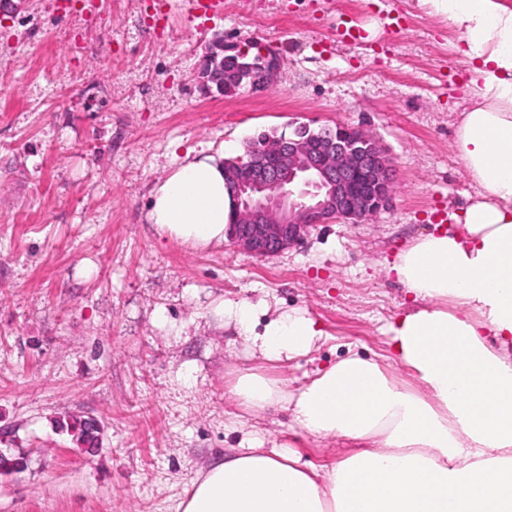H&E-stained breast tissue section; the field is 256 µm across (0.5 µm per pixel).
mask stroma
<instances>
[{
	"label": "stroma",
	"instance_id": "1",
	"mask_svg": "<svg viewBox=\"0 0 512 512\" xmlns=\"http://www.w3.org/2000/svg\"><path fill=\"white\" fill-rule=\"evenodd\" d=\"M361 20L362 43L333 32ZM402 23L400 33L389 31ZM270 45L264 93L204 89L216 41ZM457 34L419 0H224L201 20L145 0H0V512H176L199 471L236 449L289 448L332 466L341 438L301 431L290 410L247 415L226 393L258 368L300 388L350 352L388 356L386 325L410 303L385 266L475 188L452 137L466 66ZM342 124L394 160L389 210L311 229L256 258L194 249L148 220L153 187L186 153L242 156L262 133ZM259 324L304 311L323 333L306 355H252L229 303ZM96 418L97 453L64 424Z\"/></svg>",
	"mask_w": 512,
	"mask_h": 512
}]
</instances>
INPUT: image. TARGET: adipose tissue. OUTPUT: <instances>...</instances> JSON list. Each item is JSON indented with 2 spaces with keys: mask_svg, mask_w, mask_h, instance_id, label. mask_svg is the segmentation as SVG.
<instances>
[{
  "mask_svg": "<svg viewBox=\"0 0 512 512\" xmlns=\"http://www.w3.org/2000/svg\"><path fill=\"white\" fill-rule=\"evenodd\" d=\"M458 35L467 106L453 147L475 186L454 220L404 248L388 273L410 295L388 329L390 364L348 355L297 392L258 371L229 392L248 412L291 405L308 434L355 449L319 469L291 449L248 447L212 464L178 512H512V7L423 0ZM224 163L188 157L154 188L149 220L194 247L223 243ZM225 315L267 361L309 353L321 333L301 312L257 328V305Z\"/></svg>",
  "mask_w": 512,
  "mask_h": 512,
  "instance_id": "1",
  "label": "adipose tissue"
}]
</instances>
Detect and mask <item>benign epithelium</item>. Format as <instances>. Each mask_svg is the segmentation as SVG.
Returning <instances> with one entry per match:
<instances>
[{
    "instance_id": "obj_1",
    "label": "benign epithelium",
    "mask_w": 512,
    "mask_h": 512,
    "mask_svg": "<svg viewBox=\"0 0 512 512\" xmlns=\"http://www.w3.org/2000/svg\"><path fill=\"white\" fill-rule=\"evenodd\" d=\"M237 57L243 60L239 66L210 64L203 77L218 86L246 77L250 90L261 93L280 67L277 54L268 48L255 54L241 48ZM255 69L263 74L260 84L249 80ZM233 164L226 187L235 203L236 223L228 225V236L259 258L287 250L319 224L363 221L387 209L393 198L392 159L374 136L358 128L275 137Z\"/></svg>"
}]
</instances>
